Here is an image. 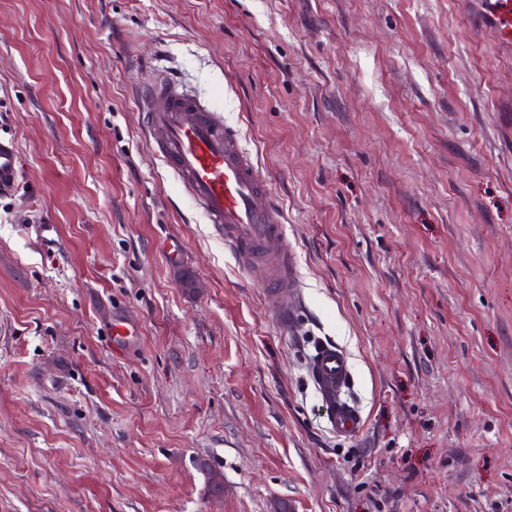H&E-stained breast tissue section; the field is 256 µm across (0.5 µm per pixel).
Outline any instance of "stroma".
I'll return each mask as SVG.
<instances>
[{
  "instance_id": "35a3bbf8",
  "label": "stroma",
  "mask_w": 512,
  "mask_h": 512,
  "mask_svg": "<svg viewBox=\"0 0 512 512\" xmlns=\"http://www.w3.org/2000/svg\"><path fill=\"white\" fill-rule=\"evenodd\" d=\"M489 0H0V512H512V47ZM164 73L286 216L292 320L152 152ZM365 424L330 428L312 345ZM224 485L212 496L196 468ZM20 176L18 150L12 138L0 137V190L15 186Z\"/></svg>"
}]
</instances>
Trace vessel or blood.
I'll return each instance as SVG.
<instances>
[{"label": "vessel or blood", "mask_w": 512, "mask_h": 512, "mask_svg": "<svg viewBox=\"0 0 512 512\" xmlns=\"http://www.w3.org/2000/svg\"><path fill=\"white\" fill-rule=\"evenodd\" d=\"M491 22L503 41L512 40V0H500ZM145 112L155 152L183 184L208 223L224 231V240L239 260L261 264L268 285L288 316V298L297 288L294 262L283 232L282 209L269 199L257 161L242 149L237 136L224 127L215 112L171 78L156 80L138 98ZM20 176L13 139L0 137V190L15 186ZM312 378L337 436L359 433L362 419L347 399L353 376L341 347L315 345Z\"/></svg>", "instance_id": "1"}]
</instances>
